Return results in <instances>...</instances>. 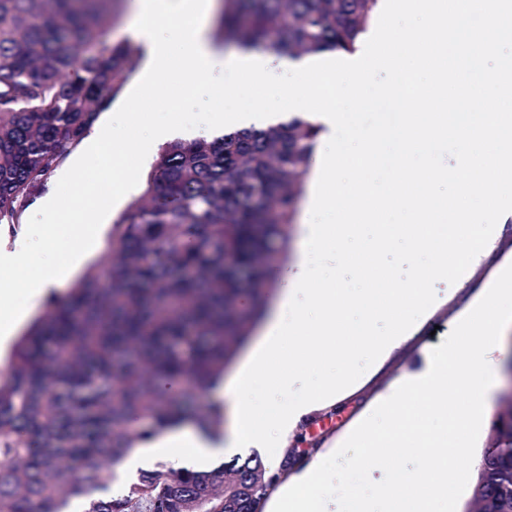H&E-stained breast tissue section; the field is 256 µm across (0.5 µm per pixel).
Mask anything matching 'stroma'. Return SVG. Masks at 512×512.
I'll use <instances>...</instances> for the list:
<instances>
[{
    "instance_id": "1",
    "label": "stroma",
    "mask_w": 512,
    "mask_h": 512,
    "mask_svg": "<svg viewBox=\"0 0 512 512\" xmlns=\"http://www.w3.org/2000/svg\"><path fill=\"white\" fill-rule=\"evenodd\" d=\"M512 261V222L506 224L496 247L485 254L466 288L440 282L435 286L433 309L414 334L399 348L375 362L359 381L326 411L312 413L288 440L300 461L319 453L334 452L360 418L370 412L400 379L420 371L432 349L450 334L457 318L492 281L499 267Z\"/></svg>"
}]
</instances>
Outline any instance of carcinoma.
I'll use <instances>...</instances> for the list:
<instances>
[{
	"label": "carcinoma",
	"instance_id": "cac0c4a2",
	"mask_svg": "<svg viewBox=\"0 0 512 512\" xmlns=\"http://www.w3.org/2000/svg\"><path fill=\"white\" fill-rule=\"evenodd\" d=\"M116 0H0V227L97 123L140 51L108 38ZM378 0H221L214 38L303 59L352 53ZM321 131L295 117L175 139L114 222L101 262L13 345L0 374V512H254L277 477L258 459L159 464L109 496L113 466L223 377L265 314ZM178 385V393L171 392ZM492 421L466 512H512V396ZM203 428L220 409L192 414Z\"/></svg>",
	"mask_w": 512,
	"mask_h": 512
}]
</instances>
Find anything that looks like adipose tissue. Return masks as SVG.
Segmentation results:
<instances>
[{"label":"adipose tissue","mask_w":512,"mask_h":512,"mask_svg":"<svg viewBox=\"0 0 512 512\" xmlns=\"http://www.w3.org/2000/svg\"><path fill=\"white\" fill-rule=\"evenodd\" d=\"M232 436V426L228 423L216 432L204 431L190 422L177 423L136 448L121 467L134 470L147 459L164 457L176 463L192 462L197 470L203 471L220 459L222 451L230 446ZM325 464V455L319 454L295 473L283 487L273 512H315L314 490Z\"/></svg>","instance_id":"ef3b65f1"}]
</instances>
